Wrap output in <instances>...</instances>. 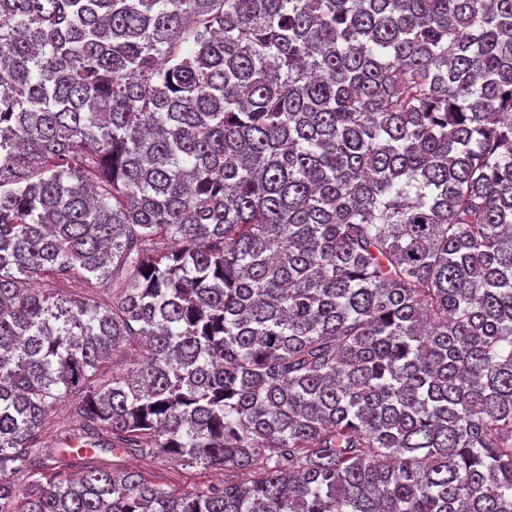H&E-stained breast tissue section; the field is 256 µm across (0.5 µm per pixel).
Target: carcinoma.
<instances>
[{
  "label": "carcinoma",
  "instance_id": "1",
  "mask_svg": "<svg viewBox=\"0 0 512 512\" xmlns=\"http://www.w3.org/2000/svg\"><path fill=\"white\" fill-rule=\"evenodd\" d=\"M0 512H512V0H0ZM141 353L138 352L137 346H123L102 367L103 372L112 374L119 372H126L133 367L134 360L139 357ZM77 402V398H69L62 406H58L52 413L50 418V424L47 426L44 432L45 446L48 448H68L66 446L68 440L65 436L67 435L63 428H61L59 421L64 416H67L73 409ZM91 457L99 463L113 464L114 468L142 472L158 487L174 493L198 492L224 481V473L200 466L180 465L164 458H143L119 450H96Z\"/></svg>",
  "mask_w": 512,
  "mask_h": 512
}]
</instances>
